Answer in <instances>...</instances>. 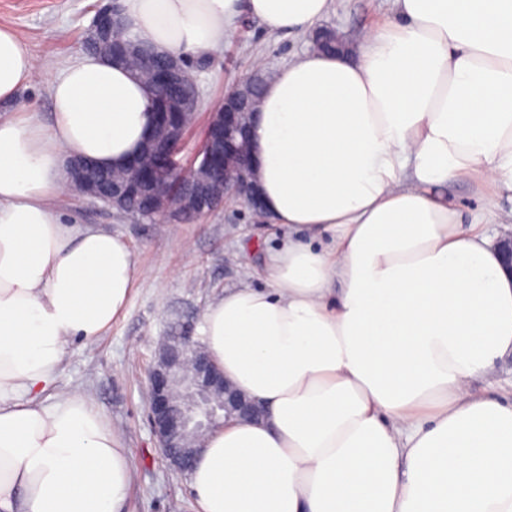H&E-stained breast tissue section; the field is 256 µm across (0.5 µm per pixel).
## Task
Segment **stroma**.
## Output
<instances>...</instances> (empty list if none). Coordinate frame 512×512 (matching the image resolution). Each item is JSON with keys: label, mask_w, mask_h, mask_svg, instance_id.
<instances>
[{"label": "stroma", "mask_w": 512, "mask_h": 512, "mask_svg": "<svg viewBox=\"0 0 512 512\" xmlns=\"http://www.w3.org/2000/svg\"><path fill=\"white\" fill-rule=\"evenodd\" d=\"M97 4L98 0H0V25L21 35L41 68L14 102L0 104L1 118L24 114L50 122L47 74L82 52ZM393 15L391 0H333L322 24L354 43L362 31ZM310 48L307 36L269 32L244 15L234 36L224 43L223 57L205 64L200 55H188L201 108L182 147L183 165L193 161L211 109L251 74L256 61L276 70ZM54 205L63 223L120 235L138 270L125 313L98 339L69 347L56 388L87 393L122 430L137 473L125 512H194L188 474L169 467L151 434L148 374L163 337L177 335L188 324L194 341H201V312L207 304L230 288L263 286L259 272L264 258L287 232L258 222L234 198L210 214L162 224L89 203L71 191Z\"/></svg>", "instance_id": "stroma-1"}]
</instances>
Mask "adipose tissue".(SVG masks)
<instances>
[{
	"label": "adipose tissue",
	"instance_id": "ef3b65f1",
	"mask_svg": "<svg viewBox=\"0 0 512 512\" xmlns=\"http://www.w3.org/2000/svg\"><path fill=\"white\" fill-rule=\"evenodd\" d=\"M134 36L183 56L241 14L308 34L332 0H121ZM355 53L312 51L267 84L251 132L265 212L287 227L262 269L202 312L213 364L259 402L190 473L195 512H512V399L477 391L512 355V0H393ZM40 67L0 26V101ZM50 124L0 119V512H123L121 431L54 386L69 346L126 310L119 236L63 224L64 161L137 154L152 94L80 54L49 79ZM491 193L463 209L450 185Z\"/></svg>",
	"mask_w": 512,
	"mask_h": 512
}]
</instances>
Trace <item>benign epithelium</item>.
Instances as JSON below:
<instances>
[{
    "mask_svg": "<svg viewBox=\"0 0 512 512\" xmlns=\"http://www.w3.org/2000/svg\"><path fill=\"white\" fill-rule=\"evenodd\" d=\"M118 0H103L92 17L89 30L96 31L121 18ZM142 62L153 73L158 86L182 85L197 88L194 78L182 62L160 66L149 56ZM256 98L249 79H243L224 97V111L210 113L215 127L224 128V149L211 146L197 151L193 162L182 168L180 180L192 189L172 199L166 184L152 177L147 168L130 171V180L138 181L153 197L155 215L161 220L180 218L185 213L200 214L223 206L231 197L257 209L259 200L253 184V165L248 148ZM191 111L184 113L181 125L166 128L169 144L181 146L192 128L197 100L188 98ZM93 164L71 159L66 163L68 179L82 198L101 203L120 212H129L127 184H117L106 197L100 196L89 181ZM147 414L152 433L169 466L176 472H187L195 464L208 429L221 418L236 417L257 420L263 407L229 391L224 377L212 367L209 355L191 337L170 336L162 345L149 373Z\"/></svg>",
    "mask_w": 512,
    "mask_h": 512,
    "instance_id": "7a95c632",
    "label": "benign epithelium"
}]
</instances>
